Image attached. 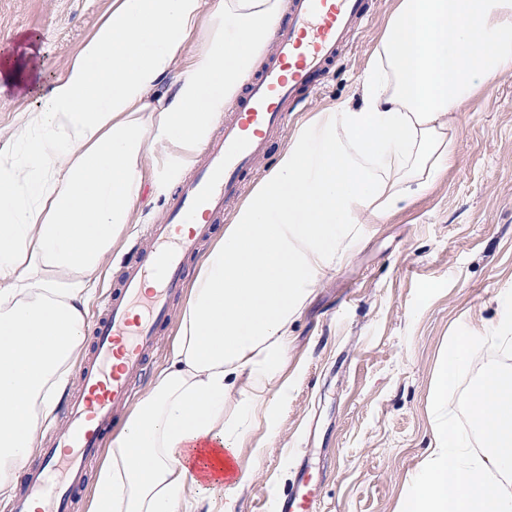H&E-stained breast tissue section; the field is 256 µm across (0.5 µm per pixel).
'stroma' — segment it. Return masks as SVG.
Instances as JSON below:
<instances>
[{
	"label": "stroma",
	"mask_w": 512,
	"mask_h": 512,
	"mask_svg": "<svg viewBox=\"0 0 512 512\" xmlns=\"http://www.w3.org/2000/svg\"><path fill=\"white\" fill-rule=\"evenodd\" d=\"M111 0H0V61L24 66L23 86L0 90V127L37 106L39 86L57 74L108 10ZM396 0H370V17L331 74L312 86L302 112L354 96L374 41ZM457 160L427 192L383 223L331 272L293 327L288 398L280 428L248 485L224 493L226 512H274L303 459L325 477L317 512H395L409 477L430 447L433 373L442 346L467 325L492 318L499 292L512 290V73L474 95L461 117ZM146 207L141 224L112 254L93 311L115 284L126 254L148 227L166 219L167 195ZM184 303L174 298L145 376L143 396L166 365ZM512 369V351L485 345L459 372L448 412L460 434L483 447L462 402L485 364Z\"/></svg>",
	"instance_id": "1"
}]
</instances>
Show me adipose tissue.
<instances>
[{
	"instance_id": "adipose-tissue-1",
	"label": "adipose tissue",
	"mask_w": 512,
	"mask_h": 512,
	"mask_svg": "<svg viewBox=\"0 0 512 512\" xmlns=\"http://www.w3.org/2000/svg\"><path fill=\"white\" fill-rule=\"evenodd\" d=\"M286 0H112L37 106L0 130V495L70 382L89 305L145 190L194 166L270 47ZM199 45L190 38L198 27ZM512 72V0H397L358 104L309 113L211 248L179 314L170 363L130 412L87 512H223L253 475L240 450L275 432L293 323L330 272L455 161L460 112ZM512 344V296L452 336L434 371L431 448L395 512H512V372L486 365L448 414L460 368ZM253 440V439H252ZM209 445L225 476L192 473ZM487 363L503 365L512 372V350L509 352L495 345H485L479 358L461 369L454 387L448 391V413L453 417L458 432L467 437L473 443V448L477 449L486 448L485 442L478 436L471 416L462 403V397L476 388Z\"/></svg>"
}]
</instances>
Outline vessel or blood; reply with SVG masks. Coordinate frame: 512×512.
<instances>
[{
	"label": "vessel or blood",
	"mask_w": 512,
	"mask_h": 512,
	"mask_svg": "<svg viewBox=\"0 0 512 512\" xmlns=\"http://www.w3.org/2000/svg\"><path fill=\"white\" fill-rule=\"evenodd\" d=\"M367 11V0H289L288 21L274 32V53L247 82L222 134L207 145L206 165L181 184L166 223L151 225L145 246L104 300L64 428L41 448L6 512H69L118 410L132 398L131 382L155 348L157 325L184 287L186 258L200 254L212 225L223 222L229 203L245 192V174L285 134L289 112L316 78L328 76ZM183 224L188 232H180ZM315 491L313 471L302 465L294 487L279 498L280 512H315Z\"/></svg>",
	"instance_id": "b4317fda"
}]
</instances>
